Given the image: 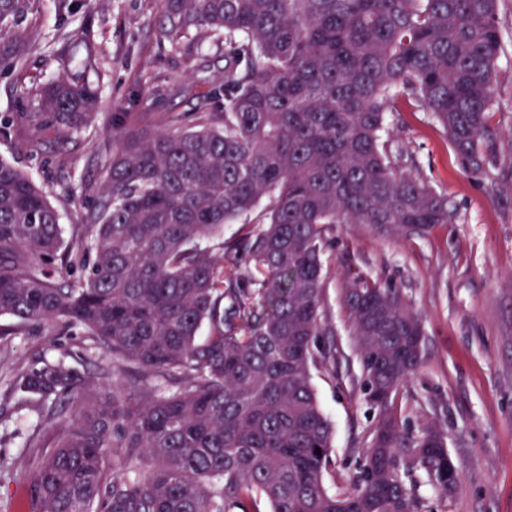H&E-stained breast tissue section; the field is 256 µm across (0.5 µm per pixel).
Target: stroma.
<instances>
[{"mask_svg": "<svg viewBox=\"0 0 512 512\" xmlns=\"http://www.w3.org/2000/svg\"><path fill=\"white\" fill-rule=\"evenodd\" d=\"M26 0L24 13L0 36V117L11 134L0 137V156L14 161L46 192L65 229L85 223L102 190L100 170L108 157L110 123L116 112H185L189 103L175 86L224 72V43L191 33L172 47L158 32L157 0ZM503 52L498 63L491 127L496 166L465 169L441 126L415 104L400 100L390 116L391 144L404 150L401 166L447 197L453 218L423 236H382L367 224H333L326 232L324 320L327 343L341 355L338 367L317 365L312 381L332 429L336 471L356 468L373 420L360 390L348 382L360 376L347 314L341 302L345 270L352 269L401 288L426 333L424 362L411 378L402 412L411 434L428 426L442 430L460 481L440 498L427 478L416 493L435 512H512V0L498 2ZM28 50L15 61L17 36ZM206 73H198L199 60ZM65 77L96 91L92 126L57 141L46 131L31 148L30 112L36 91ZM160 95L143 99V85ZM82 337L60 328L20 326L0 348V369L21 374L39 351L80 352ZM55 427L39 415L37 401H20L0 384V503L29 512L30 491L21 461L30 437L52 438Z\"/></svg>", "mask_w": 512, "mask_h": 512, "instance_id": "obj_1", "label": "stroma"}]
</instances>
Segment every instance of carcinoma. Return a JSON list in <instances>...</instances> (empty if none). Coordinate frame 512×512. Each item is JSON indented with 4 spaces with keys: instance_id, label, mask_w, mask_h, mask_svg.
<instances>
[{
    "instance_id": "cac0c4a2",
    "label": "carcinoma",
    "mask_w": 512,
    "mask_h": 512,
    "mask_svg": "<svg viewBox=\"0 0 512 512\" xmlns=\"http://www.w3.org/2000/svg\"><path fill=\"white\" fill-rule=\"evenodd\" d=\"M25 0H0L3 23ZM162 37L224 38V84L182 86L191 108L112 113L103 192L64 242L57 210L0 158V316L87 336L112 356L92 390L65 355L10 386L57 426L27 444L35 512H423L415 474L453 494L435 427L405 430L399 399L423 364L422 319L398 288L362 274L343 291L376 412L359 467L331 493L332 428L311 369L339 363L321 339L329 224L424 235L448 199L399 169L387 116L407 96L473 171L496 163L498 0H159ZM35 131L90 127L97 95L66 79L39 91ZM264 200L266 222L217 256L203 243ZM79 271L58 280L56 270ZM265 301L251 303L252 289ZM209 336L196 342L202 324ZM321 454H315V449Z\"/></svg>"
}]
</instances>
